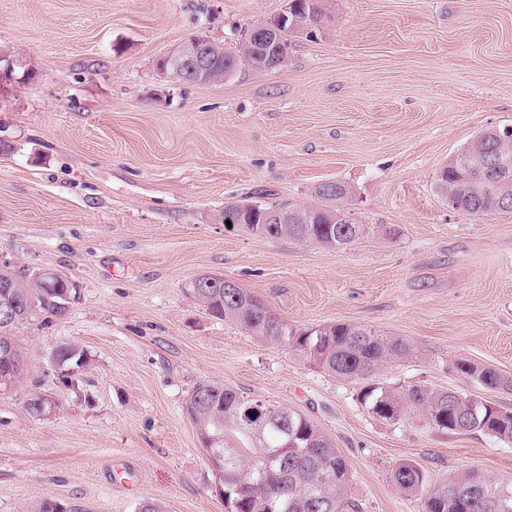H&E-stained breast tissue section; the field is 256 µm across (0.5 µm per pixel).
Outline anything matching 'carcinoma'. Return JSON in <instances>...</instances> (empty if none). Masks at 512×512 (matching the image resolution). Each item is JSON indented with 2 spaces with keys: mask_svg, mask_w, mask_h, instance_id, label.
Returning a JSON list of instances; mask_svg holds the SVG:
<instances>
[{
  "mask_svg": "<svg viewBox=\"0 0 512 512\" xmlns=\"http://www.w3.org/2000/svg\"><path fill=\"white\" fill-rule=\"evenodd\" d=\"M289 17L310 24L322 15L321 0H290ZM212 71L229 79L246 72H263L267 67L252 53L229 50L220 44L210 47ZM494 153L512 158V129L486 130L478 134L456 158L438 172L435 185L448 207L484 217L502 211L500 200H512V169L496 182L482 177L484 159ZM332 185L341 193L333 198L316 191L320 203L296 207L281 203L289 223L278 224L285 240L308 242L328 249H343L364 232L343 209L347 186ZM261 200L224 206L245 228L267 239H276ZM14 287L4 289L17 306L30 301L18 322L22 326L37 314L60 316L75 295L74 284L62 273L50 287L31 281L26 270L0 269V280ZM189 294L217 319L243 326L253 336L291 351L301 361L330 375L360 385L358 399L373 417L397 423L415 412L438 431L454 434L481 432L512 444V418H504L491 406L456 392L421 385L391 387L379 382V370L394 366L412 354L403 338L381 336L365 326L333 323L308 328L293 327L251 293L224 282L188 288ZM16 348L0 351V376H20ZM88 363L82 347L73 342L58 344L56 367L68 378ZM457 373L480 385L512 391V376L468 361L454 363ZM185 413L196 428L202 450L210 456L219 475L231 512H359L348 497L350 470L345 457L332 441L308 418L266 400L248 399L219 383L202 382L186 402ZM394 485L419 500V512H500L502 492L512 494V485L491 482L475 472L430 484L416 466L405 462L391 474ZM84 512L80 505H62L43 500L33 512Z\"/></svg>",
  "mask_w": 512,
  "mask_h": 512,
  "instance_id": "carcinoma-1",
  "label": "carcinoma"
}]
</instances>
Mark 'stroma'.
<instances>
[{
    "label": "stroma",
    "instance_id": "stroma-1",
    "mask_svg": "<svg viewBox=\"0 0 512 512\" xmlns=\"http://www.w3.org/2000/svg\"><path fill=\"white\" fill-rule=\"evenodd\" d=\"M287 0H0V254L76 288L66 312L12 340L20 377L0 388V512L46 499L87 512H224L184 406L203 381L288 406L346 458L362 512H419L391 481L475 470L512 482V444L373 418L355 384L216 319L188 293L231 278L288 323L347 322L408 340L379 379L491 401L512 391L458 374L464 359L512 376V212L450 209L435 176L477 133L512 128V0H323L289 31L285 66L205 85L158 61L204 33L235 47ZM350 190L363 239L342 250L227 227L224 207L316 203ZM88 366L64 381L59 342ZM57 400L47 416L27 402Z\"/></svg>",
    "mask_w": 512,
    "mask_h": 512
}]
</instances>
